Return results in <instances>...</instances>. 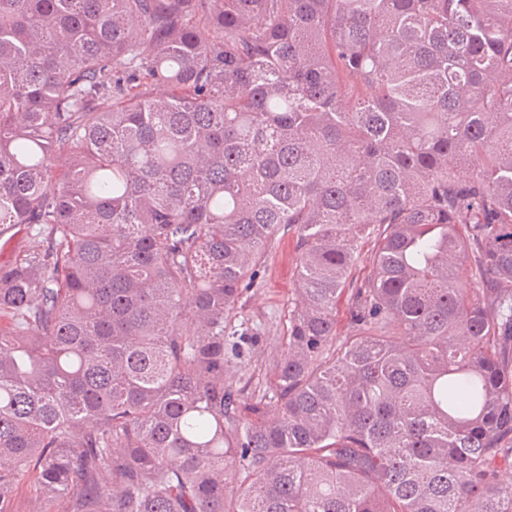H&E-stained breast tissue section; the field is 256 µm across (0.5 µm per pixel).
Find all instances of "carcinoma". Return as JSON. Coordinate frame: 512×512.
I'll return each instance as SVG.
<instances>
[{
	"instance_id": "obj_1",
	"label": "carcinoma",
	"mask_w": 512,
	"mask_h": 512,
	"mask_svg": "<svg viewBox=\"0 0 512 512\" xmlns=\"http://www.w3.org/2000/svg\"><path fill=\"white\" fill-rule=\"evenodd\" d=\"M17 227L0 512H512V0H0ZM298 265L294 232H281L261 266L254 287L242 295L232 319L240 332L250 335L258 332L262 336L253 348L251 361L237 372V386L264 384L271 376L273 364L286 353L285 319L290 303L298 295ZM374 257V239L366 238L361 244L359 257L357 263L352 271L353 279L350 280L353 283L350 287L355 288L360 284L361 280L369 273ZM351 291L341 299L338 305L336 313V345L342 344V342L352 334L354 330V324L351 321L350 315V304L349 301Z\"/></svg>"
}]
</instances>
